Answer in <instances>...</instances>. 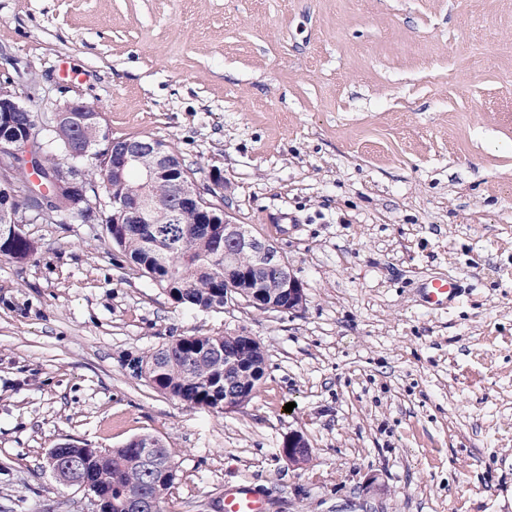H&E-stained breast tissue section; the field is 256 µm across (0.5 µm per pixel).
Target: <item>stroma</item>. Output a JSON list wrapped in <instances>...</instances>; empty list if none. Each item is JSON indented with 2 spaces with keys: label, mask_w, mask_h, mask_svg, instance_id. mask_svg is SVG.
<instances>
[{
  "label": "stroma",
  "mask_w": 512,
  "mask_h": 512,
  "mask_svg": "<svg viewBox=\"0 0 512 512\" xmlns=\"http://www.w3.org/2000/svg\"><path fill=\"white\" fill-rule=\"evenodd\" d=\"M27 71L35 112L79 100L199 186L220 171L306 302L188 310L104 224L24 225L36 252L0 257V512H91L49 449L141 435L178 462L166 512L243 481L268 512H512V0H0V80ZM437 277L460 303H426ZM239 332L267 368L230 411L126 364ZM281 454L288 460V463L301 467L308 456H311L312 451L307 439L301 432H293L288 435L284 440Z\"/></svg>",
  "instance_id": "1"
}]
</instances>
